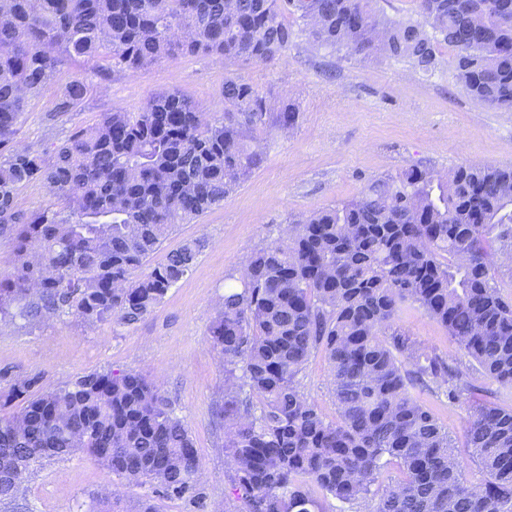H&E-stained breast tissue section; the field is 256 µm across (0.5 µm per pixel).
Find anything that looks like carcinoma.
I'll list each match as a JSON object with an SVG mask.
<instances>
[{
  "label": "carcinoma",
  "instance_id": "obj_1",
  "mask_svg": "<svg viewBox=\"0 0 512 512\" xmlns=\"http://www.w3.org/2000/svg\"><path fill=\"white\" fill-rule=\"evenodd\" d=\"M420 20L386 22L377 0H0V232L18 264L0 276V322L26 301L30 321L72 314L88 325L134 323L184 279L205 248L195 239L143 271L180 224L198 220L259 169L255 133L298 120L253 85L224 80V112L180 92L140 112H105L53 154L14 142L29 98L58 67L84 57L135 73L167 55L204 53L271 64L295 38L292 14L320 46L382 53L435 69L434 42L457 50L473 101L512 109V0H415ZM428 26L434 35H428ZM86 84L73 79L57 111ZM42 181L52 200L14 207ZM512 256V167L413 168L290 225L224 277L210 339L224 356V451L238 512H512V409L489 400V379L512 388V304L495 283ZM416 305L471 358L465 369L422 347L401 325ZM330 366L337 417L303 395L315 351ZM34 375L0 395V501L11 476L76 451L128 482L170 495L195 489L200 459L161 389L132 371L90 373L60 389ZM465 404L467 477L448 428L417 393ZM395 464L399 478L377 484Z\"/></svg>",
  "mask_w": 512,
  "mask_h": 512
}]
</instances>
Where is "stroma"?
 Returning <instances> with one entry per match:
<instances>
[{
  "mask_svg": "<svg viewBox=\"0 0 512 512\" xmlns=\"http://www.w3.org/2000/svg\"><path fill=\"white\" fill-rule=\"evenodd\" d=\"M433 72L424 74L403 59L364 58L331 50L298 34L272 66L175 53L131 73L104 70L83 58L65 59L55 84L33 98L16 141L52 150L78 127L105 112H137L158 92L176 89L211 115L224 110V80L252 84L275 104L292 105L297 125L257 133L267 158L252 176L203 218L179 225L155 253L202 238L206 246L192 271L171 288L148 316L132 324L83 323L73 315L30 326L23 317L0 323V392L15 379L41 375L58 388L94 371H135L158 384L188 427L200 458L196 491L167 494L156 483L118 479L77 453L47 457L21 480L15 501L0 512H138L150 501L157 512H232L229 468L224 457V357L209 338V326L224 296V277L280 236L296 217L356 197L372 181L419 166L448 174L465 164L512 167V110L474 103L456 78L453 48L439 44ZM86 82L88 93L75 111L60 113L62 86ZM402 326L423 347L468 366L438 323L407 308ZM330 368L314 353L301 376L308 400L328 420L336 418Z\"/></svg>",
  "mask_w": 512,
  "mask_h": 512,
  "instance_id": "1",
  "label": "stroma"
}]
</instances>
